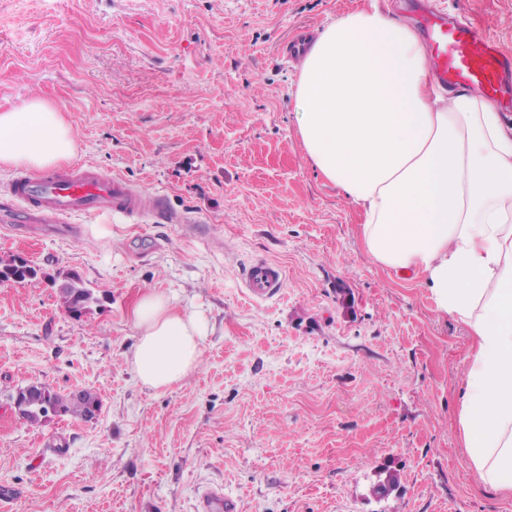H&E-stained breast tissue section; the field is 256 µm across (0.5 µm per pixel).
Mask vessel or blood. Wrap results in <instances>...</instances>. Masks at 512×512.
Returning <instances> with one entry per match:
<instances>
[{
	"label": "vessel or blood",
	"instance_id": "1",
	"mask_svg": "<svg viewBox=\"0 0 512 512\" xmlns=\"http://www.w3.org/2000/svg\"><path fill=\"white\" fill-rule=\"evenodd\" d=\"M429 48L428 66L442 85L478 88L484 95L512 105V53L500 49L481 28L466 20L444 22L433 14L421 18ZM7 205L0 220L14 224H68L85 214H109L133 219L151 216L160 224L185 223L184 215L169 209L161 195L136 190L117 177L90 166L19 174L0 188ZM247 293L256 299L277 295L284 282L278 264L259 261L244 273ZM201 512H238L236 499L208 491Z\"/></svg>",
	"mask_w": 512,
	"mask_h": 512
}]
</instances>
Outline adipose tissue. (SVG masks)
I'll return each mask as SVG.
<instances>
[{"label":"adipose tissue","mask_w":512,"mask_h":512,"mask_svg":"<svg viewBox=\"0 0 512 512\" xmlns=\"http://www.w3.org/2000/svg\"><path fill=\"white\" fill-rule=\"evenodd\" d=\"M302 146L359 210L377 265L418 278L473 345L458 425L485 486L512 494V122L466 90L443 95L407 21L359 10L325 27L298 70ZM71 127L31 98L0 112V170L70 161ZM132 369L152 389L197 367L201 312L156 292L133 309Z\"/></svg>","instance_id":"ef3b65f1"}]
</instances>
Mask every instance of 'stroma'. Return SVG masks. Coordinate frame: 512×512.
I'll return each instance as SVG.
<instances>
[{
    "instance_id": "obj_1",
    "label": "stroma",
    "mask_w": 512,
    "mask_h": 512,
    "mask_svg": "<svg viewBox=\"0 0 512 512\" xmlns=\"http://www.w3.org/2000/svg\"><path fill=\"white\" fill-rule=\"evenodd\" d=\"M416 22L422 0H0V111L41 97L89 164L164 196L196 227L79 216L0 223V258L43 275L0 283V512H512L458 427L470 338L417 281L366 254L357 207L297 130L287 47L371 2ZM512 52V0H435ZM279 264V295L242 273ZM101 294L76 317L49 275ZM147 291L203 313L197 371L135 377L132 309ZM39 382L100 401L42 424L7 404ZM399 487L380 498L386 473ZM243 282L252 298L269 299L277 295L282 288L284 271L276 263L258 261L245 271ZM200 512H238L236 499L223 492L208 491L201 497Z\"/></svg>"
}]
</instances>
